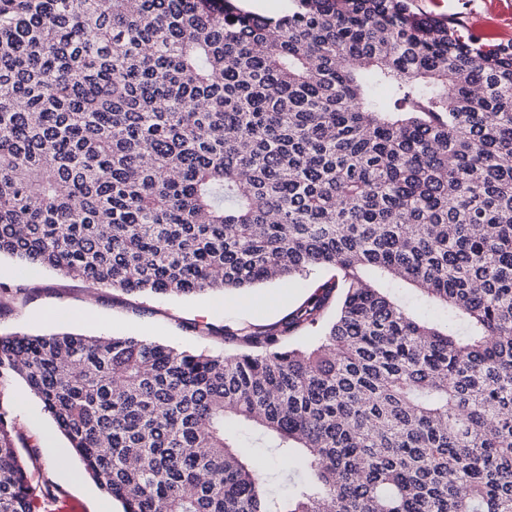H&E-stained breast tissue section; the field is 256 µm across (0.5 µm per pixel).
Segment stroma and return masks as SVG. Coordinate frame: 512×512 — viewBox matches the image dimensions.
<instances>
[{
    "label": "stroma",
    "instance_id": "35a3bbf8",
    "mask_svg": "<svg viewBox=\"0 0 512 512\" xmlns=\"http://www.w3.org/2000/svg\"><path fill=\"white\" fill-rule=\"evenodd\" d=\"M414 10L460 20L474 32L512 40V0H413ZM0 284L28 287L25 300L0 309V334H42L72 330L89 335L147 336L181 348L214 355L228 352L223 327H257L277 321L302 302L307 291L300 283H270L226 297L128 295L80 278L21 266L0 259ZM94 312H87V300ZM6 401L25 446L21 456H33L30 482L41 503L40 512H120L121 505L104 495L81 472V464L67 438L58 430L39 400L13 382Z\"/></svg>",
    "mask_w": 512,
    "mask_h": 512
}]
</instances>
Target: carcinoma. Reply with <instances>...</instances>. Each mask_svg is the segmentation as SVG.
Returning <instances> with one entry per match:
<instances>
[{"mask_svg":"<svg viewBox=\"0 0 512 512\" xmlns=\"http://www.w3.org/2000/svg\"><path fill=\"white\" fill-rule=\"evenodd\" d=\"M2 255L309 293L224 355L1 335L0 512L36 510L14 380L122 512H512V41L410 0H0ZM251 451L254 455L265 458L268 461L267 469L262 475L263 481L268 482L273 487H281L284 481L280 475V471L286 469V464L273 457L270 448H251Z\"/></svg>","mask_w":512,"mask_h":512,"instance_id":"1","label":"carcinoma"}]
</instances>
